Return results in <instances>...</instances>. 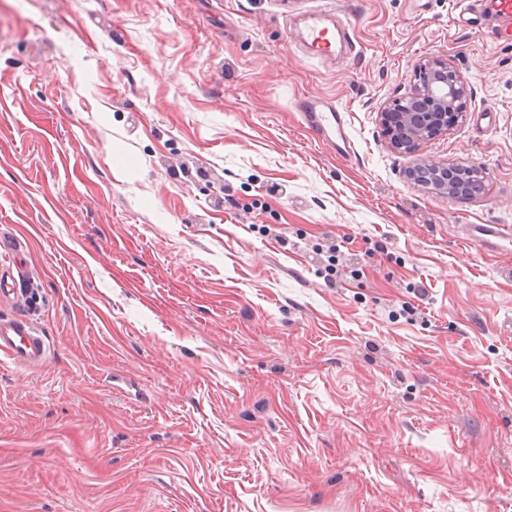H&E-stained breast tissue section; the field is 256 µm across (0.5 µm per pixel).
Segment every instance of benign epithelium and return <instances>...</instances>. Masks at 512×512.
Listing matches in <instances>:
<instances>
[{
    "mask_svg": "<svg viewBox=\"0 0 512 512\" xmlns=\"http://www.w3.org/2000/svg\"><path fill=\"white\" fill-rule=\"evenodd\" d=\"M467 102V85L448 62L425 59L416 66L412 89L381 113L385 135L395 149H414L457 126L465 116ZM419 170L439 181L436 190L442 194L462 188L458 180L448 183V167L437 162L428 161Z\"/></svg>",
    "mask_w": 512,
    "mask_h": 512,
    "instance_id": "obj_1",
    "label": "benign epithelium"
}]
</instances>
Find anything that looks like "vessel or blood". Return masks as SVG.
Listing matches in <instances>:
<instances>
[{
	"label": "vessel or blood",
	"mask_w": 512,
	"mask_h": 512,
	"mask_svg": "<svg viewBox=\"0 0 512 512\" xmlns=\"http://www.w3.org/2000/svg\"><path fill=\"white\" fill-rule=\"evenodd\" d=\"M469 23L476 30L493 39L512 42V0H469ZM307 42L319 56H327L331 47L330 30L320 22L308 26ZM296 109L302 122L322 144L332 146L338 154L351 150L346 132V113L335 100L305 96L297 100ZM469 239L484 250L494 252L512 242V226L508 224H472L468 227ZM25 263L14 258L9 266L0 267V294L25 301L27 291L22 283ZM0 352L15 362L36 367L45 363L47 346L37 330L34 319L26 314L0 318Z\"/></svg>",
	"instance_id": "b4317fda"
}]
</instances>
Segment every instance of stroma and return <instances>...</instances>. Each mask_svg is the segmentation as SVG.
Returning <instances> with one entry per match:
<instances>
[{"instance_id":"35a3bbf8","label":"stroma","mask_w":512,"mask_h":512,"mask_svg":"<svg viewBox=\"0 0 512 512\" xmlns=\"http://www.w3.org/2000/svg\"><path fill=\"white\" fill-rule=\"evenodd\" d=\"M462 7L0 0V238L48 347L0 354V512H512V250L464 238L512 225V43ZM328 9L350 44L321 59L298 32ZM429 57L468 115L392 149ZM296 109L302 122L316 139L332 146L338 154H349L351 141L346 132V111L331 98L304 96L297 100ZM421 171L425 172L427 178L431 177L432 179L436 178L439 181V185L434 188L435 190L439 191L442 194L447 193H457L458 190L462 188L461 181H453V183L450 182L448 185V167L440 165L437 162L433 161H427L420 167H418L415 172L414 176L417 179L418 173Z\"/></svg>"}]
</instances>
